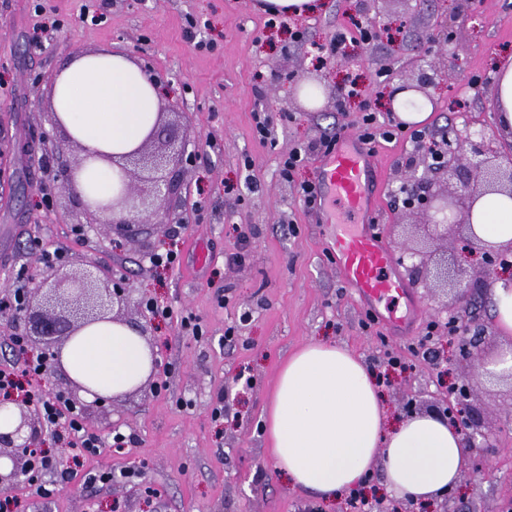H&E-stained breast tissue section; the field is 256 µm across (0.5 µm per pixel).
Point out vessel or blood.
Masks as SVG:
<instances>
[{"label":"vessel or blood","mask_w":512,"mask_h":512,"mask_svg":"<svg viewBox=\"0 0 512 512\" xmlns=\"http://www.w3.org/2000/svg\"><path fill=\"white\" fill-rule=\"evenodd\" d=\"M375 160L370 147L347 134L339 150L322 162V183L357 232H336L332 247L339 273L356 295L369 304L400 298L408 290L392 271V252L374 229L380 195L374 190Z\"/></svg>","instance_id":"1"}]
</instances>
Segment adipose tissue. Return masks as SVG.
I'll return each mask as SVG.
<instances>
[{
  "label": "adipose tissue",
  "instance_id": "ef3b65f1",
  "mask_svg": "<svg viewBox=\"0 0 512 512\" xmlns=\"http://www.w3.org/2000/svg\"><path fill=\"white\" fill-rule=\"evenodd\" d=\"M160 86L127 55L108 49L64 61L51 89L60 127L91 157L78 175L94 179L104 204L118 194L110 156L141 145L158 119ZM389 100L400 121L422 124L434 110L424 94L393 87ZM483 244H512V197L488 192L469 214ZM155 355L126 323L99 321L64 343L62 371L93 401L145 384ZM266 433L273 463L290 485L331 501L364 485L381 466L391 495L413 501L442 497L466 470L461 434L438 414L416 413L390 423L375 376L347 348L333 343L301 347L282 364L268 397Z\"/></svg>",
  "mask_w": 512,
  "mask_h": 512
}]
</instances>
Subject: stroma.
Here are the masks:
<instances>
[{"label":"stroma","mask_w":512,"mask_h":512,"mask_svg":"<svg viewBox=\"0 0 512 512\" xmlns=\"http://www.w3.org/2000/svg\"><path fill=\"white\" fill-rule=\"evenodd\" d=\"M257 2L43 0L37 13L33 0H0V302L12 297L19 267H26L31 289L50 277L39 249L61 250L70 271L94 264L126 282L131 304L123 315L147 325L158 359L153 384L88 403L82 412L90 432L105 438L118 430L131 443L77 462L65 458L69 474L55 479L50 497L26 484L14 496L23 512H347L345 500L331 503L291 488L273 467L264 433L281 363L306 344L336 342L378 371L389 353L404 357L407 371L391 372L385 388L397 413L409 400L414 412H442L449 383L470 380V404L492 443L470 458L458 488L440 500L396 502L378 474L376 498L398 503V512H505L512 503V380L482 377L480 369L512 339L496 330L486 290L466 311L482 329L470 361H449L443 376L408 349L429 322L447 318L445 292L426 288L400 246L426 233L420 215L395 194L401 170L414 159L409 144L400 138L374 146L384 179L380 228L396 272L422 308L406 328L363 329L367 306L339 275L336 227L323 221L327 205L306 207L297 187L320 182L318 144L338 125L353 123L363 103L379 120H391L378 95L421 65L419 49L433 33L438 50L451 56L424 130L455 146L481 131L501 150L512 149L496 126L487 81L497 61L512 57V0H385L377 15L360 12L359 0H315L308 15L285 16L273 26ZM89 4L104 13L100 25L82 21ZM367 21L373 35L364 38L359 27ZM49 23V37L37 40L36 27ZM339 29L351 36L344 54L317 59L311 42H325ZM202 41L213 42V51L199 49ZM101 48L155 72L163 104L187 118L192 161L162 204L163 226L147 238L157 251L179 249L180 263L171 269L102 235L54 184L59 161L73 159L74 150L53 122L50 86L64 60ZM477 76L482 82L475 87ZM306 82L324 90L319 110L296 94ZM353 83L360 98L337 108ZM261 110L274 118V142L256 133L253 115ZM298 146L312 152L288 181L281 162ZM147 297L171 306L173 319L140 313ZM187 314L199 318L202 337L181 329L178 319ZM230 327L235 339L228 342ZM163 380L168 389H160ZM219 401L224 416L216 419ZM108 471L111 482L89 483V475Z\"/></svg>","instance_id":"1"}]
</instances>
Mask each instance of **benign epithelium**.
<instances>
[{
    "label": "benign epithelium",
    "mask_w": 512,
    "mask_h": 512,
    "mask_svg": "<svg viewBox=\"0 0 512 512\" xmlns=\"http://www.w3.org/2000/svg\"><path fill=\"white\" fill-rule=\"evenodd\" d=\"M439 77L437 63L430 62L420 70L411 87L420 92L436 84ZM180 123L158 120L142 145L133 151L112 159V164L122 173L123 188L120 197L112 202V220L99 221L100 229L119 235L130 243L139 241L148 226L155 223L159 202L173 193L178 185L177 172L188 161L186 136L179 134ZM465 143L472 157L478 159L474 167L464 165L456 148L450 146L444 152L441 167L429 163L423 156L426 170L437 175H448L457 180V185L448 196L437 189L439 182L424 178H410L408 191L414 201L407 204L409 210L422 211L429 226L436 230L431 240L448 237V224L455 216L469 212V203L487 191H508L512 193V155L502 156L483 132L470 134ZM83 160L75 158L62 167V187L80 205L87 208V195L83 192L76 174L81 170ZM465 236L471 251L482 255V264L509 266L512 261V246L495 249L478 245V238L472 225H467ZM405 256L412 260V269L423 275L429 288L453 290L454 308L463 307L482 280L474 277L467 282L453 278L448 264L435 260L434 251L419 248L412 244L405 249ZM128 288L101 275L95 265L84 269L78 277L54 275L44 279L34 290L27 292L24 302L25 326L31 330L34 339L27 340L32 345L36 340L43 345L40 357L48 363L57 362L59 348L81 327L106 319L114 308H122L127 303ZM480 333V329L469 323L464 335L457 337L456 358L468 360L472 355L470 333ZM470 390L463 388L456 407V429L462 432L474 448L475 437L482 438L481 447H492L489 436L481 432V422L472 412L469 404ZM12 403L18 411L19 422L10 432L0 431V459L11 464L7 473L0 471V495H8L13 489L28 481L33 471V458L40 453L43 429L42 415L37 406L27 399L11 396L0 397V408Z\"/></svg>",
    "instance_id": "7a95c632"
}]
</instances>
